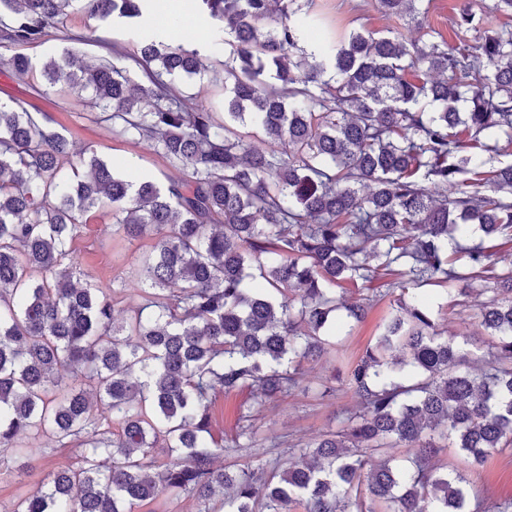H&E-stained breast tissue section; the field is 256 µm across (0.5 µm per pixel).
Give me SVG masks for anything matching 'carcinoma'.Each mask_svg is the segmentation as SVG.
Wrapping results in <instances>:
<instances>
[{
	"mask_svg": "<svg viewBox=\"0 0 512 512\" xmlns=\"http://www.w3.org/2000/svg\"><path fill=\"white\" fill-rule=\"evenodd\" d=\"M197 2L224 35L214 64L156 31L132 54L100 41L92 66L68 51L42 64L48 88L87 93L112 133L178 169L168 184L94 153L81 176L50 119L0 102V466L26 471L31 440L73 456L12 512H139L161 491L196 512H485L466 469L434 459L454 448L474 467L512 449V259L494 244L512 243V29L451 48L364 28L333 41L315 0ZM419 2L379 5L421 27ZM151 6L0 0V47L40 43L75 11L140 29ZM0 65L35 69L21 52ZM195 76L224 89V111L187 104L175 80ZM104 208L125 237L153 240L132 270L149 317L117 319V290L72 255ZM385 277L392 311L345 375L357 409L299 447L263 446L255 414L376 301L339 320L336 286ZM457 283L487 296L482 365L418 293ZM244 387L257 396L232 447L251 462L227 470L212 404ZM396 447L411 454L386 455Z\"/></svg>",
	"mask_w": 512,
	"mask_h": 512,
	"instance_id": "carcinoma-1",
	"label": "carcinoma"
}]
</instances>
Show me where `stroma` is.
Masks as SVG:
<instances>
[{"label": "stroma", "mask_w": 512, "mask_h": 512, "mask_svg": "<svg viewBox=\"0 0 512 512\" xmlns=\"http://www.w3.org/2000/svg\"><path fill=\"white\" fill-rule=\"evenodd\" d=\"M168 12L180 13L183 33L194 42L205 45L210 57L224 54L223 46L214 42V26L204 16L187 12L191 0H160ZM329 30L346 34L358 28L388 33L411 42L420 32L407 17L387 16L382 13L378 0H316ZM495 0H423L428 14L426 24L432 41L456 45L459 42L475 43V30L458 27L457 20L463 8H471L481 20V27L512 28V15H504L494 8ZM87 35L85 44L74 47L83 62H97L103 53L100 40L118 41L127 50L137 47L136 37L127 35L124 27L98 28L88 14L75 13L67 25L52 30L42 43L25 47V54L36 63H43L50 56L60 54L69 46L72 33ZM41 71L18 78L0 72V102H20L32 113L48 115L55 126L73 142L76 150L88 151L103 160L120 165L128 173L146 177L157 183H167L178 172L158 157L144 140H132L113 134L112 125L100 121L96 111L87 105L86 96L67 89L45 92ZM149 239H123L114 233L112 214L99 210L89 215L87 224L73 240L74 257L105 286L119 288L123 297L122 309L142 306L144 300L138 282L125 276L124 271L136 262L148 248ZM434 321L439 330L451 334L475 327L474 314L482 301L474 293L447 296L432 290ZM390 309L388 300L373 304L365 320L357 325L352 334L336 343V354L321 360L304 363L299 389L278 402L275 407L259 413L255 424L260 434L286 437L289 443L303 444L318 435L337 429L340 419L356 407V399L344 382L338 381V371L344 370L368 343L375 341L380 326ZM336 387V395L324 398L320 395L323 385ZM254 392L242 388L231 393L219 394L213 406V425L216 434L232 439L237 431L241 411L253 400ZM69 453L52 456L34 455L26 474L18 476L0 471V512H12L19 495L32 492L44 475L58 466L68 464ZM471 479L487 500L488 507L512 500V453L493 454Z\"/></svg>", "instance_id": "1"}]
</instances>
